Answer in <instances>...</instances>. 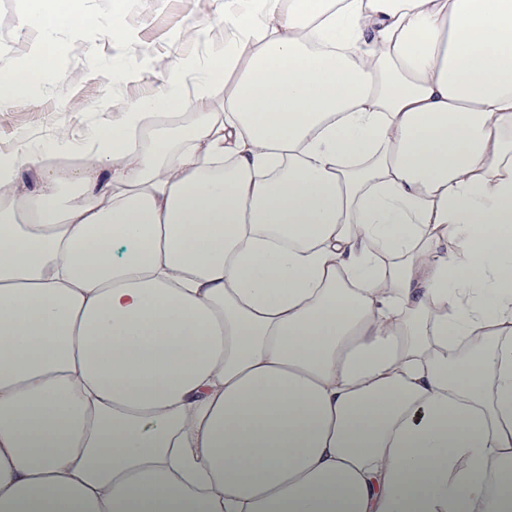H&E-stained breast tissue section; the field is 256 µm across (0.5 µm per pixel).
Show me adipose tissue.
Listing matches in <instances>:
<instances>
[{
	"instance_id": "ef3b65f1",
	"label": "adipose tissue",
	"mask_w": 512,
	"mask_h": 512,
	"mask_svg": "<svg viewBox=\"0 0 512 512\" xmlns=\"http://www.w3.org/2000/svg\"><path fill=\"white\" fill-rule=\"evenodd\" d=\"M84 0L0 28V103ZM81 150L0 154V512H512V0H224ZM38 32L28 55L7 37ZM210 96L201 105H193L182 111V117L192 112H219L224 104V71H215Z\"/></svg>"
}]
</instances>
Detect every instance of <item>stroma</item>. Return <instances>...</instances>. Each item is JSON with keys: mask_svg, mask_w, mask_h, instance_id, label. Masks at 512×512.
<instances>
[{"mask_svg": "<svg viewBox=\"0 0 512 512\" xmlns=\"http://www.w3.org/2000/svg\"><path fill=\"white\" fill-rule=\"evenodd\" d=\"M217 0H125L120 20L111 0H86L80 30L61 33L55 84L0 106V154L19 134L40 142L67 137L80 148L130 105L159 93L160 74L185 58L196 63L224 49L228 34Z\"/></svg>", "mask_w": 512, "mask_h": 512, "instance_id": "35a3bbf8", "label": "stroma"}]
</instances>
